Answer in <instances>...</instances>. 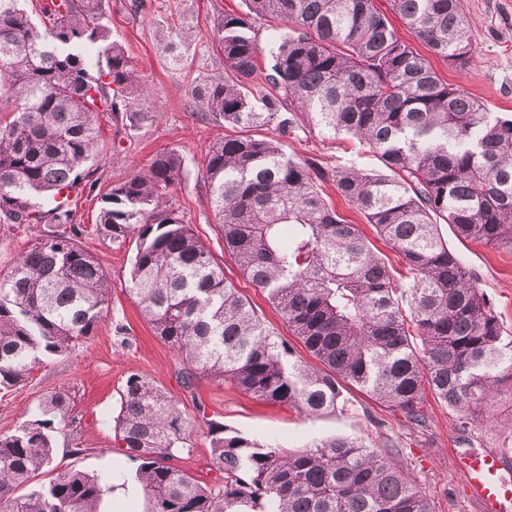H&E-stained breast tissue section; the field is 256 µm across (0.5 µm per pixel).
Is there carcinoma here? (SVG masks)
Instances as JSON below:
<instances>
[{"label": "carcinoma", "instance_id": "obj_1", "mask_svg": "<svg viewBox=\"0 0 512 512\" xmlns=\"http://www.w3.org/2000/svg\"><path fill=\"white\" fill-rule=\"evenodd\" d=\"M391 6L431 55L460 65L473 56L462 0ZM41 14L37 24L24 0H0V226H46L0 272V391L73 352L107 315V273L80 242L77 206L57 196L69 183L97 184L96 113L132 127L148 120L137 108L147 90L111 38L103 0H50ZM192 38L185 20L161 31L174 65ZM213 38L224 67L194 86L193 112L274 130L209 148L202 178L218 234L317 365L293 359L167 205L183 162L163 150L100 195L96 231L135 241L129 292L179 358L182 386L229 382L309 414L346 410L351 386L417 425L428 389L466 431L512 382V338L440 226L462 244L512 247V114L442 82L375 0H247L246 12L217 19ZM316 130L355 139L380 168L325 167L283 150L291 134ZM327 184L396 250L408 287L336 211ZM203 422L212 487L171 464L194 449L180 400L140 374L126 378L114 441L136 464L145 512H434L397 453L342 437L292 452ZM74 425L60 391L0 435V512H100L118 474L56 464V433ZM22 486L29 493L15 495Z\"/></svg>", "mask_w": 512, "mask_h": 512}]
</instances>
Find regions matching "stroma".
<instances>
[{"label": "stroma", "instance_id": "stroma-1", "mask_svg": "<svg viewBox=\"0 0 512 512\" xmlns=\"http://www.w3.org/2000/svg\"><path fill=\"white\" fill-rule=\"evenodd\" d=\"M463 8L475 47L473 57L462 67L437 57L431 65L440 79L461 86L489 111L512 113V0H463ZM245 9V0H146L145 10L136 14L131 0H104L113 39L127 50L141 81L154 92V110L147 124L130 128L113 121L111 113L95 116L100 135L98 182L95 193L78 204L77 221L85 229L83 244L109 275L111 302L104 322L73 353L48 359L23 385L0 395V434L13 432L51 393L65 391L79 426L77 434L58 435V462L76 464L90 473L113 470L120 464L133 470V463L127 462L115 445L113 419L119 411L125 378L137 373L178 397L191 418L202 413L219 417L227 428L251 439L273 440L291 450L331 436L357 438L379 449L399 448L402 462L425 487L435 512H479L454 457L461 449L489 448L504 455V470L512 474V391L503 390L493 408V421L477 417L465 432L456 427L454 413L430 395L423 407L426 424L418 427L351 387L344 391L347 411L321 415L265 404L231 384L208 379L201 380L194 391H185L177 379V356L153 335L129 295L130 246L117 245L94 229L101 192L133 171L148 167L157 152L175 150L183 160V171L167 192L169 205L211 247L226 278L249 299L270 331L288 341L295 359L311 362L310 353L291 335L265 292L243 278L225 253L201 178L209 147L227 135L228 129L198 120L190 108V92L222 62V52L212 38L215 21L223 14ZM177 14L191 22L196 33L186 61L178 67L156 36L158 27ZM283 148L287 154L312 157L331 167L369 171L380 166L367 148L349 143L341 149L332 136L318 132L302 141H285ZM326 193L338 213L359 224L371 239L399 287H407L409 280L399 255L337 197L334 187H327ZM459 252L480 288L492 299L505 335L511 337L512 248L468 243L460 246ZM118 324L126 326V336L115 335ZM75 446L83 448V455L69 456V448Z\"/></svg>", "mask_w": 512, "mask_h": 512}]
</instances>
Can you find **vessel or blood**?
<instances>
[{
	"label": "vessel or blood",
	"instance_id": "b4317fda",
	"mask_svg": "<svg viewBox=\"0 0 512 512\" xmlns=\"http://www.w3.org/2000/svg\"><path fill=\"white\" fill-rule=\"evenodd\" d=\"M481 512H512V482L502 475L501 456L487 448L468 449L458 460Z\"/></svg>",
	"mask_w": 512,
	"mask_h": 512
}]
</instances>
